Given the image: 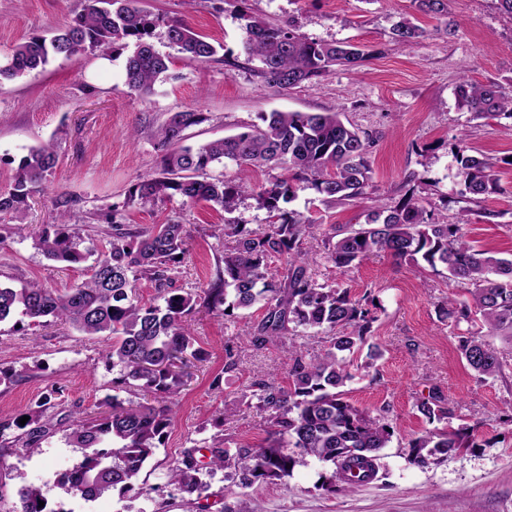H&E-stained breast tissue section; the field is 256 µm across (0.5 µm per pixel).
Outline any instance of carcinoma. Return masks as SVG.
Listing matches in <instances>:
<instances>
[{"label": "carcinoma", "mask_w": 512, "mask_h": 512, "mask_svg": "<svg viewBox=\"0 0 512 512\" xmlns=\"http://www.w3.org/2000/svg\"><path fill=\"white\" fill-rule=\"evenodd\" d=\"M140 0H83L82 9L56 27L50 36L35 37L13 46L0 60V80L13 79L44 68L50 59L69 58L88 49L130 50L125 84L139 96L154 93L170 78L171 58L154 44L163 35L190 63L216 57L223 44L214 42L176 21H168L139 5ZM417 9L438 20L448 19V0H414ZM247 60L259 63L258 74L274 91H288L323 78L338 67L353 68L370 51L347 42L309 39L291 24H273L239 10ZM163 29L157 33V29ZM425 30L408 17L393 28V39L412 46ZM461 105L474 119L512 116V94L496 84L464 81L458 86ZM262 124L197 147L184 144L185 131L202 122L200 114L173 112L158 130L161 172L145 175L129 190L127 202L145 204L179 197L184 203L205 201L233 213L240 198L252 194L269 214L265 228L252 230L234 219L224 220V269L207 287L186 292L173 287V274L186 253L185 225L177 219L131 229L112 223V239L102 247L81 252L75 235L63 226L41 236L39 245L49 259L78 264L98 257L89 279L64 292L27 283L19 288L0 283V324L17 316L42 326L47 318L68 323L85 336L112 337L107 357L119 368L115 383L132 384L152 394L155 404L124 405L112 396V410L93 421L73 420L69 443L81 450L82 460L61 474L59 483L70 493L94 500L105 494L124 496L134 487L145 463L162 444L171 425L166 405L183 384L187 369L201 362L205 351L190 336L184 318L196 307L263 308L250 333V344L263 348L302 327L331 334L329 345L310 359L297 347L288 351L289 387L259 383L253 397L268 412V438L262 446L230 448L216 443L209 449L212 469L232 470L240 485L282 480L312 457L333 466L331 483L354 485L377 473L381 451L388 447L393 428L385 416L370 415L344 398L354 378L350 357L361 349L374 317L345 288L320 283L314 277L306 238H324L328 258L339 268L371 254H387L414 266L442 265L448 276L470 285L469 302L453 301L441 308L445 318L459 324L478 316L488 334L512 345V260L500 253L476 249L465 239L464 211L453 224L440 223L419 203L406 199L395 205L375 203L365 222L350 226L342 237L334 228L312 224L282 207L300 187L310 188L326 205L349 203L366 194L370 180L369 154L374 136L341 118L339 112H271ZM463 194L486 195L497 190L492 164L484 156L457 153ZM230 162L237 176L214 175V166ZM58 163L53 144L29 149L9 187L0 191V214H9L24 229L29 200ZM251 169L277 171L253 185L244 173ZM280 262L270 270L272 260ZM147 280L156 296L149 303L135 299L137 283ZM462 359L478 377L498 376L503 357L483 338L465 336L459 344ZM429 422L448 418V407L434 391L417 403ZM14 422L23 431V446L39 448L53 428L46 419L37 427ZM475 442L467 429L435 428L409 443L408 461L427 466ZM192 456L169 469L168 483L182 492L202 495L207 485ZM38 488L20 493L19 512H45Z\"/></svg>", "instance_id": "1"}]
</instances>
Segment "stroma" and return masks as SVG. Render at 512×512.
I'll list each match as a JSON object with an SVG mask.
<instances>
[{"label": "stroma", "mask_w": 512, "mask_h": 512, "mask_svg": "<svg viewBox=\"0 0 512 512\" xmlns=\"http://www.w3.org/2000/svg\"><path fill=\"white\" fill-rule=\"evenodd\" d=\"M141 5L221 42L223 51L214 60L190 63L157 40L172 58L174 78L147 98L129 91L124 57L107 48L54 58L43 70L0 83V189L31 147L50 142L59 155L43 191L30 201L26 231L17 233L14 220L0 215L1 282L63 290L86 279L90 262L56 263L39 247L40 236L55 233L68 210L81 215L77 234L85 242L108 239L112 216L133 228L179 219L188 238L175 287L190 291L214 275L224 259L223 211L177 198L127 201L129 187L160 167L157 127L169 113L187 108L203 116L186 132L192 147L259 123L269 112L341 113L344 121L377 136L365 198L329 207L305 188L287 210L343 230L364 223L375 200L410 198L445 222L470 210L468 241L512 253V118L472 119L457 98L458 85L467 79L512 92V16L500 12L495 0H448L444 33L435 19L416 15L411 0H248L251 14L292 22L308 38L359 43L377 52L359 69L340 68L283 92L256 76L233 0ZM81 8V0H0V56L16 43L48 35ZM411 16L426 36L411 47L394 43V24ZM462 144L492 163L495 193L474 200L462 195L456 161ZM61 196L70 199L69 208L57 206ZM305 249L317 261L319 280L349 289L373 316L366 348L355 356L360 369L344 388L346 400L384 414L394 429L373 480L330 487L331 466L310 458L288 478L249 488L224 470L201 472L208 489L199 497L170 486V465L188 451L224 440L263 443L266 414L249 404L252 385L288 383L287 343L257 349L248 342L260 309L228 316L202 310L185 323L206 358L170 402L164 445L125 496L84 500L58 485L60 475L82 459L67 443L73 416L115 396L139 402L143 394L132 385L114 389L116 372L107 358L111 338L87 337L68 325L8 322L0 325V419L39 414L54 429L34 453L15 446L17 428L0 434V512H18L19 492L27 486L41 488L49 512H512V362L497 377L480 379L458 350L466 324L440 313L447 299H467L465 284L449 279L444 268L417 267L384 254L345 271L327 262L318 238L306 239ZM371 346L380 349L378 358H369ZM229 347L236 353L233 369L225 366ZM433 390L448 405L449 427L468 428L475 445L422 468L408 462V443L430 427L416 405Z\"/></svg>", "instance_id": "stroma-1"}]
</instances>
